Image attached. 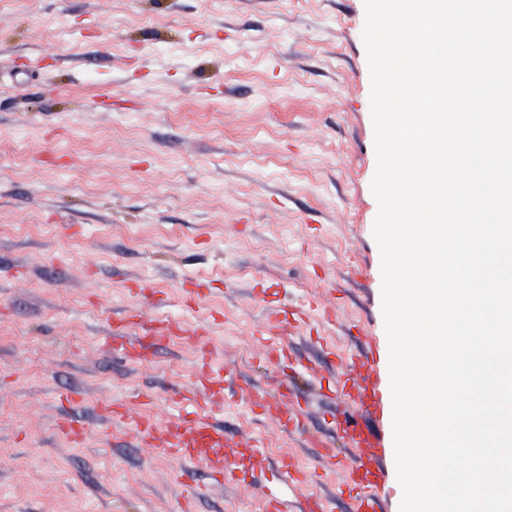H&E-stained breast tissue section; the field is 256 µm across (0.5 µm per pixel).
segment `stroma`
Instances as JSON below:
<instances>
[{
    "label": "stroma",
    "mask_w": 512,
    "mask_h": 512,
    "mask_svg": "<svg viewBox=\"0 0 512 512\" xmlns=\"http://www.w3.org/2000/svg\"><path fill=\"white\" fill-rule=\"evenodd\" d=\"M364 23L363 0H0V512H263L108 422L116 400L177 420L197 329L243 391L214 420L294 457L305 494L342 484L321 401L287 434L242 397L274 387L258 330L291 314L298 358L331 373L326 311L389 382ZM129 311L126 335L167 328L136 361L107 348Z\"/></svg>",
    "instance_id": "35a3bbf8"
}]
</instances>
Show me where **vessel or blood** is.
<instances>
[{"instance_id":"b4317fda","label":"vessel or blood","mask_w":512,"mask_h":512,"mask_svg":"<svg viewBox=\"0 0 512 512\" xmlns=\"http://www.w3.org/2000/svg\"><path fill=\"white\" fill-rule=\"evenodd\" d=\"M200 397H188L181 390L171 392L178 404H189L190 410L170 426L160 427L144 418H130L120 405L109 412L113 419L126 423L142 439L160 447L177 458L186 467L205 464L211 475L228 484L246 481L250 465L260 461L262 453L257 440L231 437L207 414L213 405L221 403L226 393L223 370L213 368L208 353L200 355L198 374ZM337 390L346 392L348 401L358 410L351 417L345 410L331 413L332 432L336 444L322 447V456L328 462L343 461L344 486L353 500V512H386L378 494L385 477L386 451L381 435L371 427V420L382 412L380 384L375 373L374 359L359 356L350 368L336 378ZM306 398V391L298 383H291L289 393L251 399V411L274 417L287 430L297 428L296 401ZM271 481L257 486L256 492L264 502L265 512H332L326 499H313L302 494L307 473L288 458H280L271 468Z\"/></svg>"}]
</instances>
